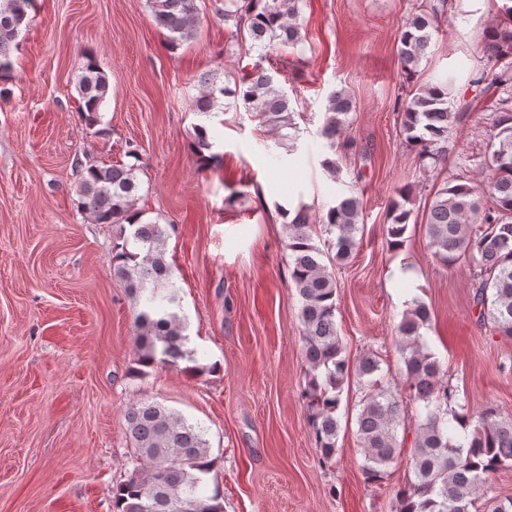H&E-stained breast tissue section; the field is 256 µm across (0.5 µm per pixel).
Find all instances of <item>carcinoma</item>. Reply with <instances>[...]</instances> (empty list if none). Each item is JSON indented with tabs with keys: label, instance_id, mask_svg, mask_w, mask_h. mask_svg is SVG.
Wrapping results in <instances>:
<instances>
[{
	"label": "carcinoma",
	"instance_id": "carcinoma-1",
	"mask_svg": "<svg viewBox=\"0 0 512 512\" xmlns=\"http://www.w3.org/2000/svg\"><path fill=\"white\" fill-rule=\"evenodd\" d=\"M34 2L0 0L1 80L10 78L11 53ZM302 2L224 0V18L234 22L236 34L248 36L261 47L267 41L295 46L302 41L297 23ZM149 4L154 23L167 31L171 46L194 38L200 24L197 0H149ZM442 14L443 9L433 4L407 20L399 51L406 78L414 77ZM504 16L487 28L485 43L488 59L500 71L477 70L471 79L473 84L488 80L504 92L492 117L487 180L479 189L458 179L444 182L427 206L425 225L430 246L441 261L450 268L462 263L475 269L478 283L473 301L480 308L479 317L490 320L499 333L512 336V6L504 8ZM198 82L203 90L193 100V111L200 116L215 109L218 96L229 94L232 106L253 113L265 126L296 127L288 95L260 64L248 82L231 92L217 87L207 74ZM449 86L448 77L443 76L416 88L400 107L405 140L432 171L448 154V133L457 119ZM77 90L86 129L102 134L98 125L109 81L92 57L87 58ZM352 111L348 94L330 93L319 131L329 150L336 148ZM194 131L196 153L206 165L207 128L197 124ZM73 164L80 175L78 208L96 224L116 226L113 275L124 282L137 307V364L178 367L188 357L185 318L175 310L176 288L165 258L166 229L142 221L136 209V168L79 156ZM397 194L399 199L390 205L384 224L392 249L403 246L413 216L406 208L412 188H400ZM310 211L311 207L300 205L286 228L289 276L300 302L306 362L302 397L312 410L314 445L322 462L336 461L337 410L344 385L356 377L361 389L356 424L363 448L362 471L367 480L381 481L400 455L399 433L409 424L399 389L384 381L380 357L367 353L350 365L336 325V278L328 267L330 262L350 260L358 251L360 200L345 196L315 218ZM432 317L431 308L415 299L397 326L404 390L421 412L413 430L409 478L396 493L395 512H512L511 497L479 499L491 476L512 466V419L502 417L492 404L474 413L459 402L457 391L445 381L446 370L427 346L424 331L431 328ZM125 421L136 465L113 488V512H224L219 487L209 496L200 494L216 460L199 423L148 399L130 404Z\"/></svg>",
	"mask_w": 512,
	"mask_h": 512
}]
</instances>
